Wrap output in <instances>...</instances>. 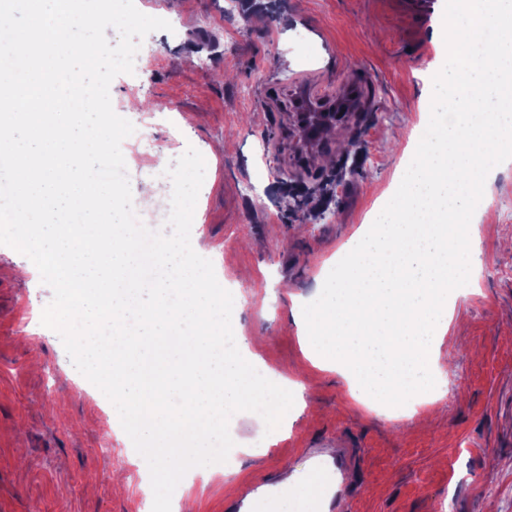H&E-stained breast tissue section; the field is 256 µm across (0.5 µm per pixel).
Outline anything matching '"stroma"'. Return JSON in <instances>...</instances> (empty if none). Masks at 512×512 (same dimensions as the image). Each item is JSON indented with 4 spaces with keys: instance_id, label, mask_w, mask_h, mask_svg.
I'll return each instance as SVG.
<instances>
[{
    "instance_id": "obj_1",
    "label": "stroma",
    "mask_w": 512,
    "mask_h": 512,
    "mask_svg": "<svg viewBox=\"0 0 512 512\" xmlns=\"http://www.w3.org/2000/svg\"><path fill=\"white\" fill-rule=\"evenodd\" d=\"M170 22L117 75L114 111L132 192L171 186L187 149L206 154L191 238L234 298L232 325L261 337L251 353L281 387L303 384L274 431L232 416L227 462L190 469L172 508L196 512H512V249L482 236L477 290L453 301L436 345L445 412L399 417L313 367L302 307L388 188L429 107L447 49L445 0H134ZM345 116L315 147L296 136L294 87ZM230 146L212 155L222 141ZM483 206L512 236V172ZM53 297L39 272L0 277V512H151L147 464L121 438L111 402L40 322Z\"/></svg>"
}]
</instances>
